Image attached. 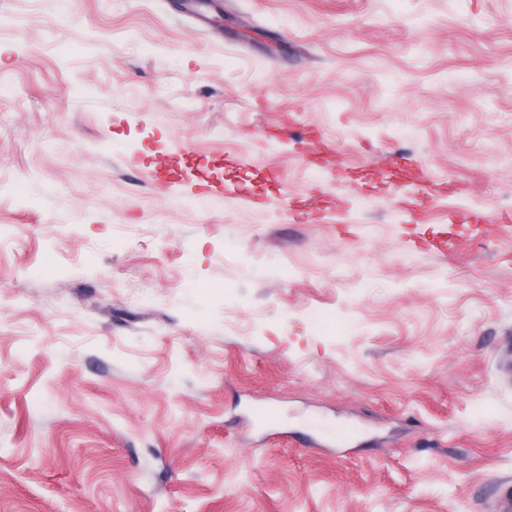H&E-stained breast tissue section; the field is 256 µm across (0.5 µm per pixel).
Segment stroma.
<instances>
[{
	"label": "stroma",
	"mask_w": 512,
	"mask_h": 512,
	"mask_svg": "<svg viewBox=\"0 0 512 512\" xmlns=\"http://www.w3.org/2000/svg\"><path fill=\"white\" fill-rule=\"evenodd\" d=\"M508 212L512 0H0V512H493Z\"/></svg>",
	"instance_id": "1"
}]
</instances>
